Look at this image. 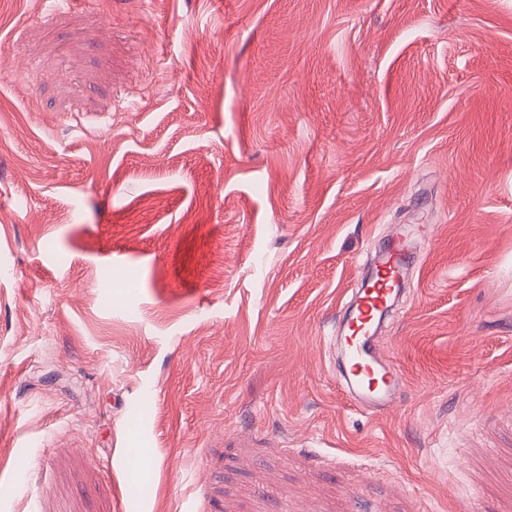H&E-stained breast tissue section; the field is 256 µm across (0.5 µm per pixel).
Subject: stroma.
Masks as SVG:
<instances>
[{"label":"stroma","mask_w":512,"mask_h":512,"mask_svg":"<svg viewBox=\"0 0 512 512\" xmlns=\"http://www.w3.org/2000/svg\"><path fill=\"white\" fill-rule=\"evenodd\" d=\"M0 512H512V0H0ZM431 233L430 224L394 226L374 256V276L356 290L346 316L339 338L344 350L340 381L350 401L366 412L387 411L403 392L402 374L376 349L377 332L403 291L418 242Z\"/></svg>","instance_id":"obj_1"}]
</instances>
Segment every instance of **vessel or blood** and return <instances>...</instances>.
Wrapping results in <instances>:
<instances>
[{"mask_svg": "<svg viewBox=\"0 0 512 512\" xmlns=\"http://www.w3.org/2000/svg\"><path fill=\"white\" fill-rule=\"evenodd\" d=\"M431 233L428 224L394 226L386 246L374 256L373 277L354 294L340 338V381L350 401L366 412L388 410L403 392L402 374L376 349L377 332L402 293L418 242Z\"/></svg>", "mask_w": 512, "mask_h": 512, "instance_id": "1", "label": "vessel or blood"}]
</instances>
